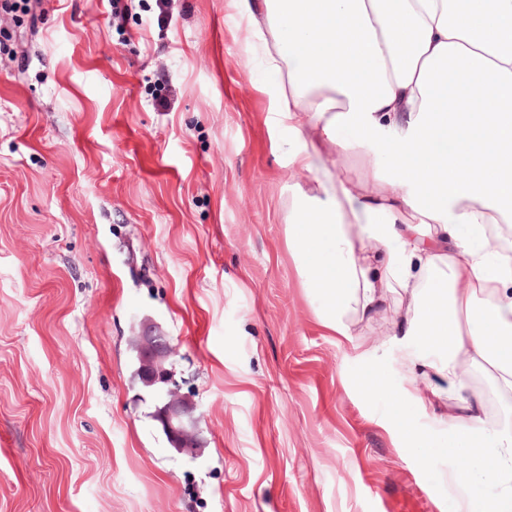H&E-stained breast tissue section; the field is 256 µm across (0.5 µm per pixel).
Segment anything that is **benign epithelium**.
<instances>
[{"label":"benign epithelium","instance_id":"7a95c632","mask_svg":"<svg viewBox=\"0 0 512 512\" xmlns=\"http://www.w3.org/2000/svg\"><path fill=\"white\" fill-rule=\"evenodd\" d=\"M131 345L138 353L140 379L166 385L163 403L155 411L154 420L177 452L198 456L202 441L197 429L196 405L181 393L172 369L168 368L174 356L168 337L156 323L145 319L131 337Z\"/></svg>","mask_w":512,"mask_h":512}]
</instances>
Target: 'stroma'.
<instances>
[{
	"mask_svg": "<svg viewBox=\"0 0 512 512\" xmlns=\"http://www.w3.org/2000/svg\"><path fill=\"white\" fill-rule=\"evenodd\" d=\"M230 0H41L0 24V512H456L468 466L395 315L321 323L274 81ZM169 336L204 447L133 378ZM382 387L365 395L373 376ZM470 389L512 422L484 370ZM131 345L138 353L140 379L167 385L154 420L178 453L198 456L203 445L197 429L196 405L181 393L172 369L168 368L175 354L168 336L156 323L145 319L131 337Z\"/></svg>",
	"mask_w": 512,
	"mask_h": 512,
	"instance_id": "obj_1",
	"label": "stroma"
}]
</instances>
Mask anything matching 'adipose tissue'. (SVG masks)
I'll use <instances>...</instances> for the list:
<instances>
[{
  "label": "adipose tissue",
  "mask_w": 512,
  "mask_h": 512,
  "mask_svg": "<svg viewBox=\"0 0 512 512\" xmlns=\"http://www.w3.org/2000/svg\"><path fill=\"white\" fill-rule=\"evenodd\" d=\"M277 78L288 156L312 173L288 236L325 326L400 307L408 380L435 375L456 433L481 430L454 485L512 512V427L470 400L466 370L512 393V0H232ZM379 143L384 170L332 172L336 132ZM424 345L411 350L412 340Z\"/></svg>",
  "instance_id": "obj_1"
}]
</instances>
